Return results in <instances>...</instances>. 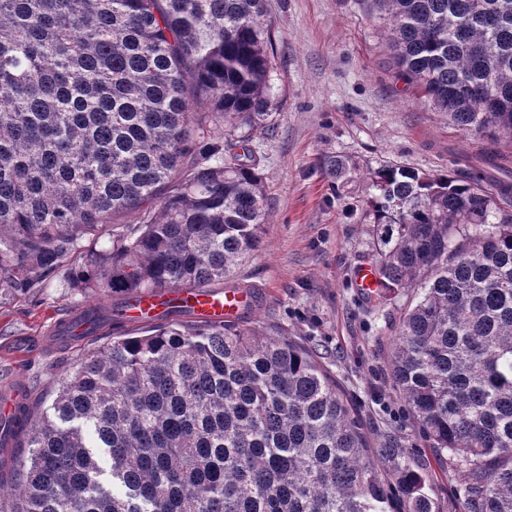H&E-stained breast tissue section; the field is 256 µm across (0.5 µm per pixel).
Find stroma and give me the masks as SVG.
I'll return each instance as SVG.
<instances>
[{
  "mask_svg": "<svg viewBox=\"0 0 512 512\" xmlns=\"http://www.w3.org/2000/svg\"><path fill=\"white\" fill-rule=\"evenodd\" d=\"M269 17L276 32L273 109L250 144L267 224L235 283L260 292L257 325L284 328L336 380L382 479L395 483L396 465L410 467L422 476L433 512H461L466 477L430 447L397 396L391 317L363 300L356 278L373 260L371 174L389 163L444 173L449 150L474 152L480 143L392 74L387 24L370 0H269ZM336 159L349 162L348 179L331 173ZM81 262L74 254L28 293L0 299V384L25 386L35 416L90 348L44 343L67 313L98 301L68 285Z\"/></svg>",
  "mask_w": 512,
  "mask_h": 512,
  "instance_id": "35a3bbf8",
  "label": "stroma"
}]
</instances>
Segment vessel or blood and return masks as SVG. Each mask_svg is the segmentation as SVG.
Masks as SVG:
<instances>
[{
    "label": "vessel or blood",
    "mask_w": 512,
    "mask_h": 512,
    "mask_svg": "<svg viewBox=\"0 0 512 512\" xmlns=\"http://www.w3.org/2000/svg\"><path fill=\"white\" fill-rule=\"evenodd\" d=\"M247 300L248 296L242 289L213 292L196 288L169 294L146 291L127 310L125 317L130 322H141L166 308L167 304L173 303L192 308L195 316L200 320L221 324L234 320Z\"/></svg>",
    "instance_id": "1"
}]
</instances>
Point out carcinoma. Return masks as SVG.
I'll return each instance as SVG.
<instances>
[{"label":"carcinoma","mask_w":512,"mask_h":512,"mask_svg":"<svg viewBox=\"0 0 512 512\" xmlns=\"http://www.w3.org/2000/svg\"><path fill=\"white\" fill-rule=\"evenodd\" d=\"M388 63L469 136L512 142V0H371ZM267 0H0V297L83 250L70 287L111 304L58 335L107 336L59 383L0 512H432L385 483L336 384L284 330L151 317L144 289L216 288L258 251L257 159L275 35ZM204 105L194 112L191 101ZM460 177H371L368 302H399L394 388L468 483L462 512H512V155L451 153ZM120 215L135 224L112 228Z\"/></svg>","instance_id":"carcinoma-1"}]
</instances>
